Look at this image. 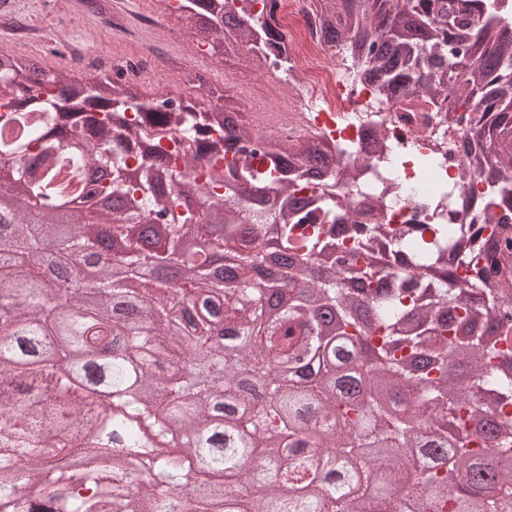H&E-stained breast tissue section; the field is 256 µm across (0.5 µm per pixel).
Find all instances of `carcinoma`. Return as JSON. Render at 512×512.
<instances>
[{
    "mask_svg": "<svg viewBox=\"0 0 512 512\" xmlns=\"http://www.w3.org/2000/svg\"><path fill=\"white\" fill-rule=\"evenodd\" d=\"M199 47L257 48L247 13L226 32V0H179ZM502 0H338L323 37L391 98H474L465 162L485 186L484 239L471 225L363 223L319 188L343 149L271 135L261 166L203 158L252 138L238 112L120 78L78 80L0 55V172L46 208L83 198L112 172L114 224L136 225L129 257L92 294L41 275L47 248L74 260L100 238L90 213L64 224L0 210V512H512V280L486 273L512 208V16ZM220 225L224 238L210 239ZM301 257L267 313L251 281L269 243ZM224 256L227 285L206 274ZM379 289L362 317L341 283ZM336 314L329 337L322 310ZM107 352L112 414L75 388L73 353ZM464 430L444 443L440 422ZM345 432L336 433V423ZM117 446L115 462L94 449ZM304 455V473L283 469ZM468 493L448 486V461ZM412 475L405 494L381 492Z\"/></svg>",
    "mask_w": 512,
    "mask_h": 512,
    "instance_id": "obj_1",
    "label": "carcinoma"
}]
</instances>
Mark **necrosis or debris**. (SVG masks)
Returning a JSON list of instances; mask_svg holds the SVG:
<instances>
[{"label": "necrosis or debris", "mask_w": 512, "mask_h": 512, "mask_svg": "<svg viewBox=\"0 0 512 512\" xmlns=\"http://www.w3.org/2000/svg\"><path fill=\"white\" fill-rule=\"evenodd\" d=\"M233 8H246L276 30L272 42L259 51L268 81L244 92L242 101L261 111L281 93L283 67L301 70L304 88L289 98L271 128L283 140L318 136L350 144L343 163L364 160L360 180L338 184L336 191L351 203L374 197L388 224H456L461 205H449V192L467 189L472 176L464 168L463 136L472 118L467 106L449 112L446 99L408 96L397 100L378 95L347 59L341 46L326 42L313 0H229ZM0 29L20 44L49 41L55 36L35 20H23L18 0H11L0 15ZM113 34L139 40L140 48L127 62L139 72L157 68L170 57L168 47L146 39L135 27L124 0H113Z\"/></svg>", "instance_id": "necrosis-or-debris-1"}]
</instances>
